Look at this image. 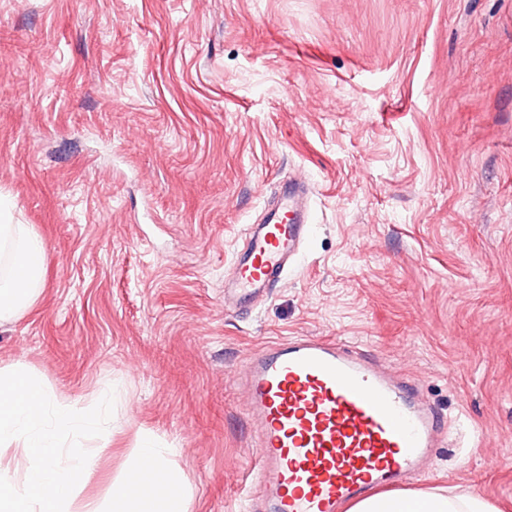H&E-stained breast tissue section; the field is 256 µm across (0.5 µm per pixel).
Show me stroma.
<instances>
[{
	"label": "stroma",
	"mask_w": 512,
	"mask_h": 512,
	"mask_svg": "<svg viewBox=\"0 0 512 512\" xmlns=\"http://www.w3.org/2000/svg\"><path fill=\"white\" fill-rule=\"evenodd\" d=\"M313 184L286 283L224 310L277 184ZM0 201L44 242L0 326L76 409L109 502L144 436L185 512H245L231 379L289 336L417 375L452 434L417 491L512 512V0H0Z\"/></svg>",
	"instance_id": "35a3bbf8"
}]
</instances>
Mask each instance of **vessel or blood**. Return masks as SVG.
<instances>
[{
    "instance_id": "b4317fda",
    "label": "vessel or blood",
    "mask_w": 512,
    "mask_h": 512,
    "mask_svg": "<svg viewBox=\"0 0 512 512\" xmlns=\"http://www.w3.org/2000/svg\"><path fill=\"white\" fill-rule=\"evenodd\" d=\"M308 184L281 185L235 263L238 307L276 287L311 232ZM255 425L250 512H347L429 471L448 420L414 377L326 336H293L238 373Z\"/></svg>"
}]
</instances>
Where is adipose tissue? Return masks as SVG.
<instances>
[{
  "label": "adipose tissue",
  "mask_w": 512,
  "mask_h": 512,
  "mask_svg": "<svg viewBox=\"0 0 512 512\" xmlns=\"http://www.w3.org/2000/svg\"><path fill=\"white\" fill-rule=\"evenodd\" d=\"M45 246L28 225L6 219L0 209V323L37 299L43 281ZM350 512H495L472 494L447 495L421 490L411 495L391 492L372 495L354 504Z\"/></svg>",
  "instance_id": "1"
}]
</instances>
